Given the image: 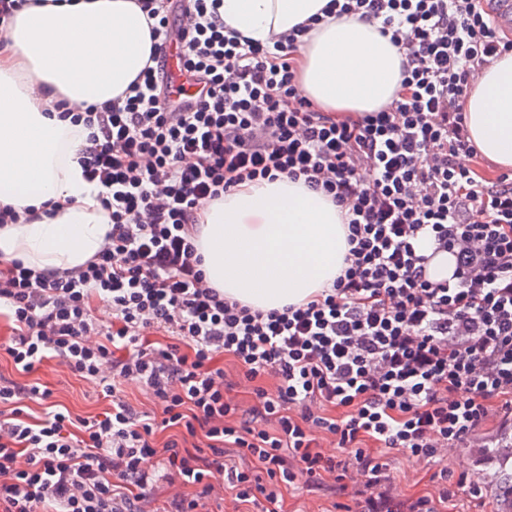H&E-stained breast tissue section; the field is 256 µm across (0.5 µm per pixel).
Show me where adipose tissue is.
Listing matches in <instances>:
<instances>
[{"label":"adipose tissue","instance_id":"1","mask_svg":"<svg viewBox=\"0 0 512 512\" xmlns=\"http://www.w3.org/2000/svg\"><path fill=\"white\" fill-rule=\"evenodd\" d=\"M328 0H223L227 28L255 42L317 18L298 48L305 95L344 118L378 110L400 88L402 56L375 25L324 16ZM154 42L137 0H46L0 19V207L33 220L0 227V258L76 270L111 228L80 163L82 127L61 109L121 95ZM478 154L512 168V53L486 67L464 102ZM205 273L227 298L261 310L303 302L331 284L348 246L338 207L280 176L243 182L199 209Z\"/></svg>","mask_w":512,"mask_h":512}]
</instances>
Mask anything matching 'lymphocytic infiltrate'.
Returning a JSON list of instances; mask_svg holds the SVG:
<instances>
[{
    "label": "lymphocytic infiltrate",
    "instance_id": "f902f5d3",
    "mask_svg": "<svg viewBox=\"0 0 512 512\" xmlns=\"http://www.w3.org/2000/svg\"><path fill=\"white\" fill-rule=\"evenodd\" d=\"M220 6L182 0L173 23L164 0H142L152 66L123 101L71 115L112 221L106 246L74 272L0 263V350L15 369L57 360L110 401L76 416L49 390L0 382V512H223L228 493L239 512H280L282 488L331 483L364 512H485L478 479L432 465L491 419L512 428V171L483 173L463 112L512 39L487 0H329L404 57L390 104L338 119L300 87L309 25L244 42ZM171 39L195 85L177 103ZM280 175L340 208L348 251L313 299L265 311L206 279L197 212ZM423 238L452 256L448 279L429 277ZM151 330L170 343L149 344ZM130 380L154 410L127 398ZM385 450L429 471L424 494L395 502Z\"/></svg>",
    "mask_w": 512,
    "mask_h": 512
}]
</instances>
